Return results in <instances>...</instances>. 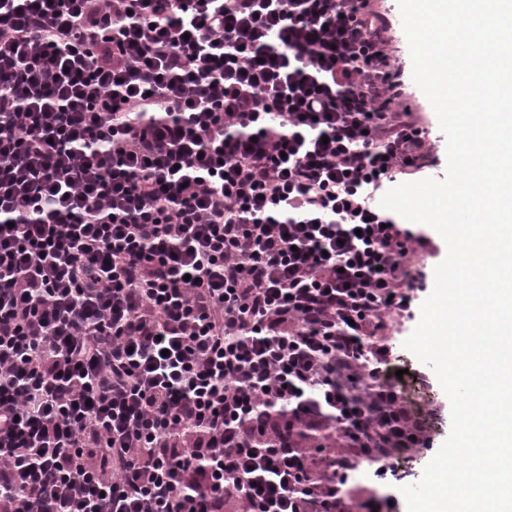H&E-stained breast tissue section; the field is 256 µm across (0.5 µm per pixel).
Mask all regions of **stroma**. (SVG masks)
Here are the masks:
<instances>
[{
	"instance_id": "stroma-1",
	"label": "stroma",
	"mask_w": 512,
	"mask_h": 512,
	"mask_svg": "<svg viewBox=\"0 0 512 512\" xmlns=\"http://www.w3.org/2000/svg\"><path fill=\"white\" fill-rule=\"evenodd\" d=\"M382 7L392 23L391 50L403 70V81L409 95L408 103L422 117L427 127L429 154L422 169L421 178H443L446 165V138L439 128L438 119L429 101L412 80V62L407 37L403 30L397 0H382ZM432 251L412 254L409 268L414 278L417 300L413 302L411 316L392 318L388 321L386 343L388 370L384 379L402 395L403 405L420 413L426 419L428 442L426 448L416 453L397 455L388 459L383 472H375L366 466L352 471L351 483L361 485L376 493L375 499L365 505H353L352 512H407L402 487L417 483L425 466L437 453L449 435L451 428L450 402L434 372L409 350L404 340L417 325L422 300L434 286V269L445 258L446 246L437 232H430ZM394 500V508H387V500Z\"/></svg>"
}]
</instances>
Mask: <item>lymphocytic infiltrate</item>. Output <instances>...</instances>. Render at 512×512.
<instances>
[{
  "label": "lymphocytic infiltrate",
  "mask_w": 512,
  "mask_h": 512,
  "mask_svg": "<svg viewBox=\"0 0 512 512\" xmlns=\"http://www.w3.org/2000/svg\"><path fill=\"white\" fill-rule=\"evenodd\" d=\"M390 31L374 0H0V512H351L369 429L412 445L381 372L428 240L379 200L428 131Z\"/></svg>",
  "instance_id": "obj_1"
}]
</instances>
